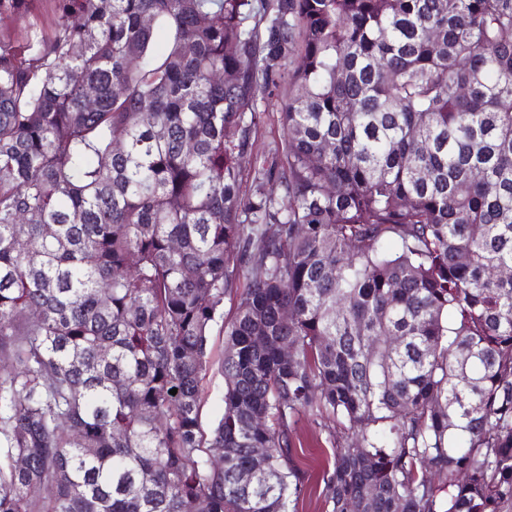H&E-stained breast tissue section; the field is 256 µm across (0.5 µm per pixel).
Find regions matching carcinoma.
<instances>
[{
    "label": "carcinoma",
    "mask_w": 512,
    "mask_h": 512,
    "mask_svg": "<svg viewBox=\"0 0 512 512\" xmlns=\"http://www.w3.org/2000/svg\"><path fill=\"white\" fill-rule=\"evenodd\" d=\"M35 2L0 0V512H295L302 417L326 512L511 508L512 0H52L4 34ZM51 4L48 0H42L34 13L14 18L10 25H7L9 32L20 37L25 33L30 23L38 21L47 27L51 17ZM261 97L265 98V101H262V109L265 108L266 112L262 115L260 125L258 126L252 151L246 157V173H248L249 169L253 170L254 167H267L270 165L275 158L273 149L282 136L279 123L281 99L277 97L267 98L266 94L260 95ZM210 370L203 382V402L200 408L201 427L209 432L224 411V376L221 373V363L224 358V333L220 327H215L209 339Z\"/></svg>",
    "instance_id": "1"
}]
</instances>
